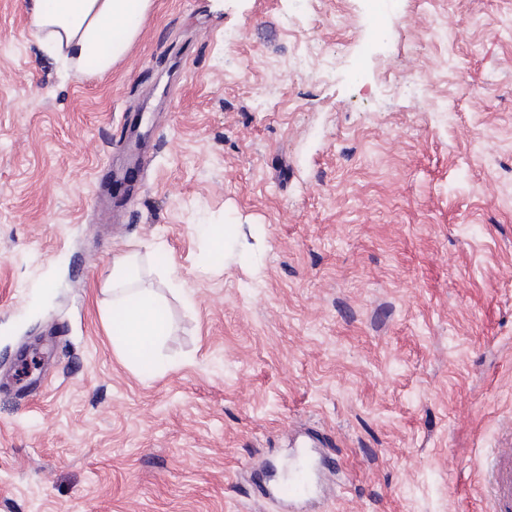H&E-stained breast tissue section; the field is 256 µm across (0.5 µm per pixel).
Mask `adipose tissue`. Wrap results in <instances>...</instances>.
Segmentation results:
<instances>
[{
	"label": "adipose tissue",
	"mask_w": 512,
	"mask_h": 512,
	"mask_svg": "<svg viewBox=\"0 0 512 512\" xmlns=\"http://www.w3.org/2000/svg\"><path fill=\"white\" fill-rule=\"evenodd\" d=\"M153 0H27L31 26L62 62L102 75L123 56L139 33ZM112 335L134 360L154 357L167 332L162 306L140 284L137 252L112 263Z\"/></svg>",
	"instance_id": "obj_1"
}]
</instances>
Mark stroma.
Wrapping results in <instances>:
<instances>
[{
    "mask_svg": "<svg viewBox=\"0 0 512 512\" xmlns=\"http://www.w3.org/2000/svg\"><path fill=\"white\" fill-rule=\"evenodd\" d=\"M0 0V512H488L512 438V0H154L104 76ZM140 253L143 371L104 285ZM297 440L312 489L268 506ZM484 481L493 512L512 505V442L496 448L484 465Z\"/></svg>",
    "mask_w": 512,
    "mask_h": 512,
    "instance_id": "obj_1",
    "label": "stroma"
}]
</instances>
